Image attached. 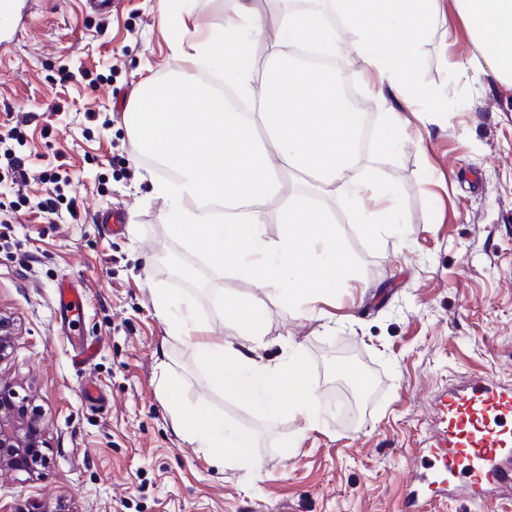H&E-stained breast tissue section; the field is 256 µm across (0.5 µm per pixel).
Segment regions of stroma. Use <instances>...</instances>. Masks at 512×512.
<instances>
[{
    "label": "stroma",
    "instance_id": "1",
    "mask_svg": "<svg viewBox=\"0 0 512 512\" xmlns=\"http://www.w3.org/2000/svg\"><path fill=\"white\" fill-rule=\"evenodd\" d=\"M156 13L157 0H119L107 17L80 0H31L20 36L0 48V136L28 169L0 198V314L18 330L0 379L32 396L50 459L0 472V512H400L438 396L474 376L512 385V90L455 76L470 50L463 26L421 46L417 75L447 95V114H426L421 147L365 145L360 167L397 185L403 236L372 241L342 199H323L354 277L334 304L301 311L216 272L169 231L152 188L160 171L134 155L125 123L139 85L181 64ZM54 189L49 222L36 205ZM114 211L116 230L100 221ZM65 279L85 297L71 325L58 305ZM156 288L187 299L214 341H241L222 294L257 304L263 361L296 348L309 365L313 424L212 389L158 313ZM346 352L350 376L336 372ZM174 399L250 432L255 468L213 464L175 430ZM435 512H512V492L451 490Z\"/></svg>",
    "mask_w": 512,
    "mask_h": 512
}]
</instances>
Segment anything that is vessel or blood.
I'll return each instance as SVG.
<instances>
[{"instance_id":"obj_1","label":"vessel or blood","mask_w":512,"mask_h":512,"mask_svg":"<svg viewBox=\"0 0 512 512\" xmlns=\"http://www.w3.org/2000/svg\"><path fill=\"white\" fill-rule=\"evenodd\" d=\"M436 416L430 462L410 477L411 512H425L447 486L471 497L512 486V388L475 379L443 394Z\"/></svg>"}]
</instances>
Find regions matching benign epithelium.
<instances>
[{
	"label": "benign epithelium",
	"instance_id": "7a95c632",
	"mask_svg": "<svg viewBox=\"0 0 512 512\" xmlns=\"http://www.w3.org/2000/svg\"><path fill=\"white\" fill-rule=\"evenodd\" d=\"M16 337L15 324L0 314V362L8 356ZM45 427L39 413L19 398L14 386L0 380V470L36 472L49 467L42 452Z\"/></svg>",
	"mask_w": 512,
	"mask_h": 512
}]
</instances>
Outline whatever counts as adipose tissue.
Instances as JSON below:
<instances>
[{
  "instance_id": "obj_1",
  "label": "adipose tissue",
  "mask_w": 512,
  "mask_h": 512,
  "mask_svg": "<svg viewBox=\"0 0 512 512\" xmlns=\"http://www.w3.org/2000/svg\"><path fill=\"white\" fill-rule=\"evenodd\" d=\"M310 0L298 8L267 9L262 0H226L221 19L186 42L188 0H158L157 21L184 66L163 82L144 83L126 109L136 155L165 169L154 194L168 205L171 232L216 268H232L302 308L348 287L353 262L320 204L344 198L350 219L366 235L401 232L400 202L390 182L358 175L359 124L339 91L341 75L297 60L301 50L330 58L357 56L362 82L384 114L375 144L385 151L420 145L421 105L444 112L448 103L422 84L414 60L434 29L463 25L471 49L456 72L482 75L512 89V0ZM337 13L340 24L329 22ZM216 69L238 98L201 82ZM280 227L267 239L268 213ZM170 328L202 360L211 385L255 404L269 418L307 416L316 401L306 360L290 351L276 364L257 356L261 309L241 296L221 298L224 320L250 347L203 343L189 303L154 289ZM175 429L211 457L253 467L252 435L224 432V420L202 409L173 407Z\"/></svg>"
}]
</instances>
